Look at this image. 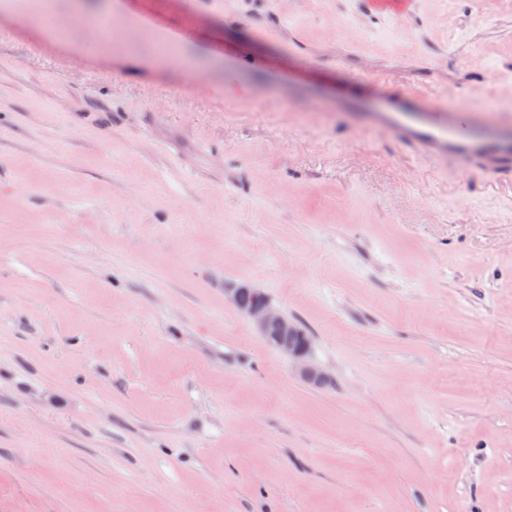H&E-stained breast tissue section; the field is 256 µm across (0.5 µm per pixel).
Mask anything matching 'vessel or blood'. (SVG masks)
Listing matches in <instances>:
<instances>
[{
    "label": "vessel or blood",
    "instance_id": "obj_1",
    "mask_svg": "<svg viewBox=\"0 0 512 512\" xmlns=\"http://www.w3.org/2000/svg\"><path fill=\"white\" fill-rule=\"evenodd\" d=\"M373 7L402 23L412 16L414 0H373ZM372 118L416 142L427 156H453L464 169L473 165L493 168L499 161L512 159V115L490 128L479 122L476 113L461 116L424 109L415 96L405 93L384 101Z\"/></svg>",
    "mask_w": 512,
    "mask_h": 512
}]
</instances>
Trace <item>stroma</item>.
Here are the masks:
<instances>
[{
	"label": "stroma",
	"mask_w": 512,
	"mask_h": 512,
	"mask_svg": "<svg viewBox=\"0 0 512 512\" xmlns=\"http://www.w3.org/2000/svg\"><path fill=\"white\" fill-rule=\"evenodd\" d=\"M490 71L512 0H0V512H512V170L344 106ZM414 0H374L373 8L390 15L396 22L403 23L413 14ZM248 296L253 301L244 305L243 300ZM224 298L254 322L264 340L293 359L296 375L302 382L314 388L325 385V373L312 360L311 336H306L295 321L282 315L261 289L245 282L233 283L224 288Z\"/></svg>",
	"instance_id": "stroma-1"
}]
</instances>
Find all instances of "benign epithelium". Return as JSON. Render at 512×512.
Here are the masks:
<instances>
[{"mask_svg":"<svg viewBox=\"0 0 512 512\" xmlns=\"http://www.w3.org/2000/svg\"><path fill=\"white\" fill-rule=\"evenodd\" d=\"M224 298L249 317L258 334L294 361L298 378L310 387L325 385L327 377L312 360L311 337L299 325L282 315L261 289L245 282L233 283L224 289Z\"/></svg>","mask_w":512,"mask_h":512,"instance_id":"7a95c632","label":"benign epithelium"}]
</instances>
